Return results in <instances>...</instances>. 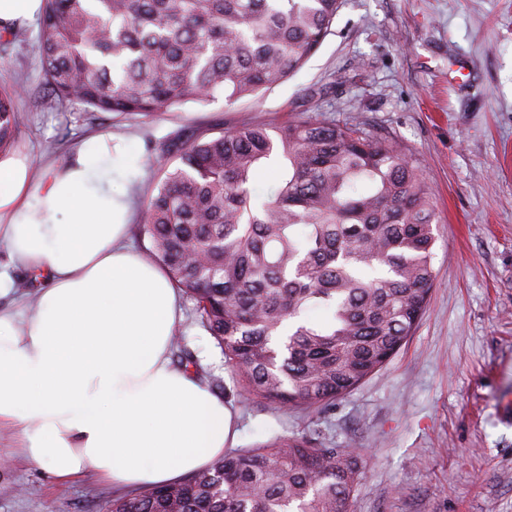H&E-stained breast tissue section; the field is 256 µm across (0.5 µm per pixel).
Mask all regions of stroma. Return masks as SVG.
Listing matches in <instances>:
<instances>
[{
  "label": "stroma",
  "mask_w": 512,
  "mask_h": 512,
  "mask_svg": "<svg viewBox=\"0 0 512 512\" xmlns=\"http://www.w3.org/2000/svg\"><path fill=\"white\" fill-rule=\"evenodd\" d=\"M0 53V93L25 84L16 143L36 172L91 134L129 139L156 191L153 147L177 136L278 126L306 114L397 136L422 161L437 226L427 309L401 349L350 395L306 413L244 399L223 350L182 297L175 333L236 416L235 447L307 434L362 454L351 512H512V0H340L306 64L259 97L215 98L144 118L47 99L36 49ZM93 475L56 483L0 430V512H110Z\"/></svg>",
  "instance_id": "35a3bbf8"
}]
</instances>
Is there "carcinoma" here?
<instances>
[{
  "mask_svg": "<svg viewBox=\"0 0 512 512\" xmlns=\"http://www.w3.org/2000/svg\"><path fill=\"white\" fill-rule=\"evenodd\" d=\"M339 0H45L37 51L48 96L153 117L272 89L319 48ZM0 96V149L21 123ZM141 234L196 301L246 396L301 410L351 393L412 334L436 272L433 197L398 137L334 120L252 123L159 149ZM278 166L260 195V172ZM322 312V319L305 314ZM174 361L202 376L180 345ZM352 448L279 435L208 469L112 502V512H350Z\"/></svg>",
  "mask_w": 512,
  "mask_h": 512,
  "instance_id": "1",
  "label": "carcinoma"
}]
</instances>
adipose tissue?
<instances>
[{
	"label": "adipose tissue",
	"instance_id": "obj_1",
	"mask_svg": "<svg viewBox=\"0 0 512 512\" xmlns=\"http://www.w3.org/2000/svg\"><path fill=\"white\" fill-rule=\"evenodd\" d=\"M143 176L111 135L39 181L25 146L0 152V244L46 278L34 317L0 308V425L60 484L177 483L223 456L232 433L223 401L172 360L177 291L128 243Z\"/></svg>",
	"mask_w": 512,
	"mask_h": 512
}]
</instances>
